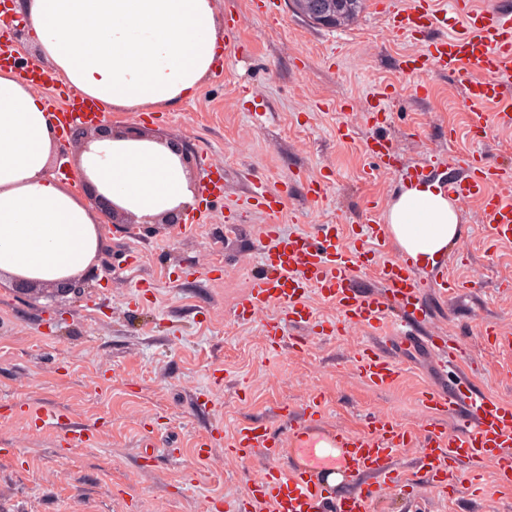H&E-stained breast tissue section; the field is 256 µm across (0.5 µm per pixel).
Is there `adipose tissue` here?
<instances>
[{
    "instance_id": "1",
    "label": "adipose tissue",
    "mask_w": 512,
    "mask_h": 512,
    "mask_svg": "<svg viewBox=\"0 0 512 512\" xmlns=\"http://www.w3.org/2000/svg\"><path fill=\"white\" fill-rule=\"evenodd\" d=\"M36 54L59 83L108 112L164 110L192 98L224 40L214 0H21ZM58 129L27 75L0 71V282L46 287L82 277L104 248L101 215L51 175ZM75 170L137 221L193 201L180 157L162 140H87ZM387 232L417 265L435 264L459 240L460 212L431 186L390 200Z\"/></svg>"
}]
</instances>
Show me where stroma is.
Wrapping results in <instances>:
<instances>
[{"label":"stroma","instance_id":"stroma-1","mask_svg":"<svg viewBox=\"0 0 512 512\" xmlns=\"http://www.w3.org/2000/svg\"><path fill=\"white\" fill-rule=\"evenodd\" d=\"M409 0H366L347 27L322 28L283 0L277 17L253 13L249 0H215L224 19L220 55L197 96L164 112H110L106 122L188 144L198 195L182 224H107L99 267L81 292H25L0 285V512H225L245 496L250 479L271 464L307 465L289 432L310 398L321 403L314 432L362 430L385 413L408 430L431 420L420 392L441 382L423 348H396L401 376L376 389L358 373L354 356L369 344L360 331L311 334L302 350L284 327L271 350L267 307L244 322L236 301L259 270L262 225L308 234L333 224L347 248L365 240L361 217L371 201L401 190L395 172L370 171L362 144L383 136L403 160L428 149L471 148L465 136L449 143V127L463 128L461 91L450 74H403L398 59L421 41L393 33L388 13ZM388 86V124L368 123L363 105ZM349 121L352 138L337 140ZM286 188L285 207L270 216L245 199L255 179ZM329 183L312 201L305 179ZM462 237L436 266L416 275L430 323L467 351L452 365L470 389L512 402V352L494 348L485 329L512 331V241L494 240L478 204L460 210ZM465 283L451 298L443 279ZM46 407L66 423L94 425L88 448L69 447L60 427L33 429L29 412ZM245 423L271 429L279 453L240 460L224 446ZM213 439L198 455L200 438ZM418 445L400 449L396 466L408 493L391 491L372 512H512V487L484 471L482 493L461 482L442 495L418 467Z\"/></svg>","mask_w":512,"mask_h":512}]
</instances>
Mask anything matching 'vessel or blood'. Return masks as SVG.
<instances>
[{
	"instance_id": "obj_1",
	"label": "vessel or blood",
	"mask_w": 512,
	"mask_h": 512,
	"mask_svg": "<svg viewBox=\"0 0 512 512\" xmlns=\"http://www.w3.org/2000/svg\"><path fill=\"white\" fill-rule=\"evenodd\" d=\"M452 4L448 11L441 8L439 0H410L407 7L394 12V31L426 40L423 50L402 56L398 67L406 73L431 69L452 74L461 91L467 131L477 144L489 120L512 126V10L488 7L479 0H452ZM451 13L463 20L462 32L430 39V32L444 26ZM56 117L63 126L95 120L99 107L74 94ZM364 150L387 170L398 161L393 142L383 137L367 139ZM447 161L463 162L466 169L464 177L448 186L451 200L460 206L478 202L482 221L494 237L511 241L512 199L495 192L494 187L512 180V169L489 164L477 148L463 159L449 152ZM250 198L273 214L284 204L282 192L261 180L253 184ZM382 211L379 202L366 205L362 222L368 243L360 249L343 248L332 224L318 225L311 235L287 233L277 224L264 225L261 271L240 296L238 317L250 321L271 304H279L285 311L284 322L264 325L265 335L275 345L281 341L285 322L324 334L341 326L375 333L390 320L399 334L418 337L428 350L459 359L457 344L444 334L427 330L423 289L413 264L391 255ZM368 268L375 270L380 288L361 294L354 282L358 273ZM312 294L336 303L339 322L327 324L316 319L308 302ZM356 368L378 389L393 385L400 376L395 359L375 345L358 352ZM421 404L438 416L457 411L463 414L456 429L434 427L427 432L420 462L434 488L445 492L457 487L461 479L477 481L487 466L499 485L512 486V405L457 382L424 391ZM414 438V433L386 416L371 418L361 431L337 430L341 467L348 476L362 481L355 493L332 498L312 470L270 465L251 481L243 501L226 504V512H250L257 503L270 504L272 512H369V501L376 492L400 486L394 458ZM259 450L275 454L276 440L267 426L248 423L239 428L227 453L246 459Z\"/></svg>"
}]
</instances>
